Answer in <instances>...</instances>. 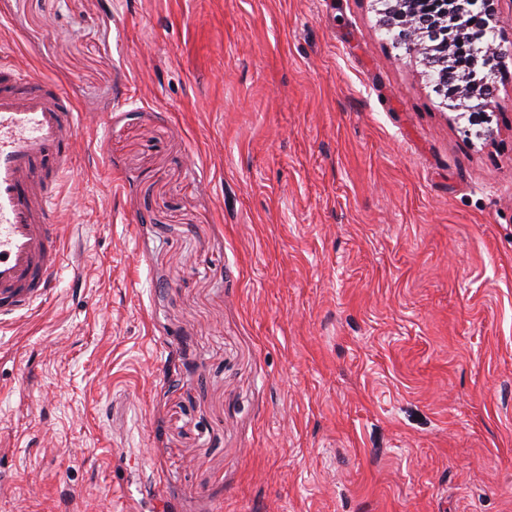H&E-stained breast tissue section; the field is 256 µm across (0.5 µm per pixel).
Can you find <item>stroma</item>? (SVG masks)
<instances>
[{
  "instance_id": "stroma-1",
  "label": "stroma",
  "mask_w": 512,
  "mask_h": 512,
  "mask_svg": "<svg viewBox=\"0 0 512 512\" xmlns=\"http://www.w3.org/2000/svg\"><path fill=\"white\" fill-rule=\"evenodd\" d=\"M382 8L0 0L81 119L0 512H512V63L476 136Z\"/></svg>"
}]
</instances>
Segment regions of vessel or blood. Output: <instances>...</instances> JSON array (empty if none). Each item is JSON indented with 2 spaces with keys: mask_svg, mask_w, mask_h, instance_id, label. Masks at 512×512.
I'll return each mask as SVG.
<instances>
[{
  "mask_svg": "<svg viewBox=\"0 0 512 512\" xmlns=\"http://www.w3.org/2000/svg\"><path fill=\"white\" fill-rule=\"evenodd\" d=\"M78 122L57 84L0 63V317L30 312L59 283L64 256L52 218Z\"/></svg>",
  "mask_w": 512,
  "mask_h": 512,
  "instance_id": "vessel-or-blood-1",
  "label": "vessel or blood"
}]
</instances>
